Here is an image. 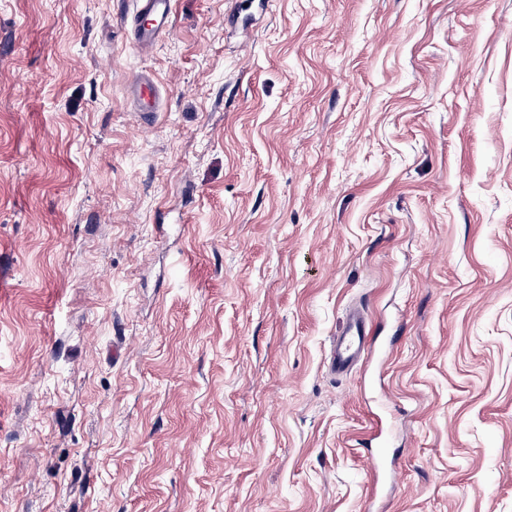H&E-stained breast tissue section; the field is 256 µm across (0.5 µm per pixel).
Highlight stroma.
I'll list each match as a JSON object with an SVG mask.
<instances>
[{
  "mask_svg": "<svg viewBox=\"0 0 512 512\" xmlns=\"http://www.w3.org/2000/svg\"><path fill=\"white\" fill-rule=\"evenodd\" d=\"M132 10L0 0V512H512V0ZM171 23L172 0H134L131 24L134 47L140 53H149ZM369 334L366 317L361 312H352L331 352L330 367L333 372L346 374L359 362Z\"/></svg>",
  "mask_w": 512,
  "mask_h": 512,
  "instance_id": "35a3bbf8",
  "label": "stroma"
}]
</instances>
